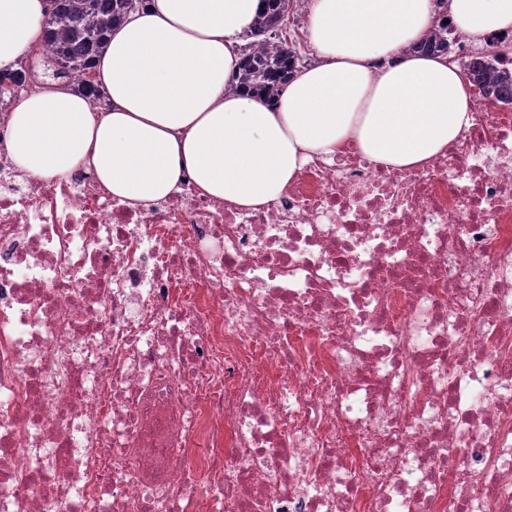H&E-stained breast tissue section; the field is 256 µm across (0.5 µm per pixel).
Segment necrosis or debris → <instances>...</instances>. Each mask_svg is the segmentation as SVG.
<instances>
[{"mask_svg":"<svg viewBox=\"0 0 512 512\" xmlns=\"http://www.w3.org/2000/svg\"><path fill=\"white\" fill-rule=\"evenodd\" d=\"M246 209L0 155V512H512V105Z\"/></svg>","mask_w":512,"mask_h":512,"instance_id":"1","label":"necrosis or debris"}]
</instances>
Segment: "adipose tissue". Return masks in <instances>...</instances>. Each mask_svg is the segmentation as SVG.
<instances>
[{"mask_svg": "<svg viewBox=\"0 0 512 512\" xmlns=\"http://www.w3.org/2000/svg\"><path fill=\"white\" fill-rule=\"evenodd\" d=\"M261 0H148L95 61L112 106L96 111L56 85L24 95L0 142L28 177L91 168L113 197L149 204L184 180L245 208L277 200L313 157L356 150L411 170L471 123L457 65L407 53L446 8L472 44L512 36V0H311L304 37L316 63L294 72L276 104L226 93ZM51 0H0V69L41 36Z\"/></svg>", "mask_w": 512, "mask_h": 512, "instance_id": "adipose-tissue-1", "label": "adipose tissue"}]
</instances>
